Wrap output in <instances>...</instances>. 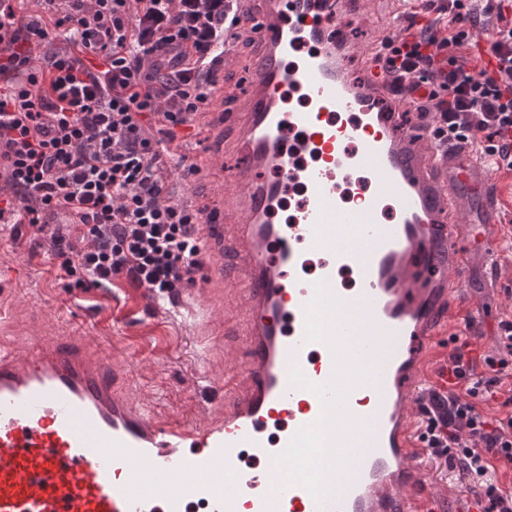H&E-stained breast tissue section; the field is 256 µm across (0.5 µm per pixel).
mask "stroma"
<instances>
[{"label":"stroma","mask_w":512,"mask_h":512,"mask_svg":"<svg viewBox=\"0 0 512 512\" xmlns=\"http://www.w3.org/2000/svg\"><path fill=\"white\" fill-rule=\"evenodd\" d=\"M222 137L219 130L199 126L186 130L168 146L165 162L173 189L190 188L205 209L220 207L226 188L237 174L238 155L225 156L222 165L196 180L185 178L184 169L188 159L204 146L218 145ZM448 246L459 252L463 264L460 276L467 303L460 307L459 314L472 319L469 334L474 340L482 341L490 352H499L497 325L512 303L491 288L486 278L484 254L488 246L468 230L450 238ZM0 263L20 266L5 297L18 312L8 341H23L27 332L45 323L71 322L117 343L128 363L130 387L156 413L174 412L189 420L195 418L211 388L200 365L201 355H208L215 366L223 364L228 352L237 364L247 359L245 314L234 290L237 272L232 265L224 267L222 317L210 330L198 334L181 317L154 309L143 290L126 283H118L109 291L87 293L67 288L45 256L32 254L29 228H22L15 239L0 237ZM425 471L436 494L431 512H466L472 496L465 485L449 482L443 460H426Z\"/></svg>","instance_id":"1"}]
</instances>
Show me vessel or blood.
I'll list each match as a JSON object with an SVG mask.
<instances>
[{
	"instance_id": "obj_1",
	"label": "vessel or blood",
	"mask_w": 512,
	"mask_h": 512,
	"mask_svg": "<svg viewBox=\"0 0 512 512\" xmlns=\"http://www.w3.org/2000/svg\"><path fill=\"white\" fill-rule=\"evenodd\" d=\"M341 0H263L250 20L224 17V39L255 40L248 89L232 108L216 88L207 108L233 129L243 160L224 207L197 225L203 246L230 235L247 281L249 360L225 374L224 398L198 418L154 413L129 397L125 364L97 337L69 328L34 331L26 345L0 342V512H414L427 485L417 434L425 354L459 305L461 259L448 238L471 223L500 243L497 171L473 145H439L429 121L412 130L398 113L421 90L395 89L375 65L362 83L344 62L355 43L338 36ZM295 196L292 219H270ZM315 281L303 282L309 257ZM357 272L360 289L338 284ZM327 283L357 358L377 357L367 387L346 398L373 427L337 492L316 501L303 487L273 490V458L321 414L319 398L290 384L298 364L328 382L330 347L304 342V307ZM223 278L209 262L200 287L175 310L209 329Z\"/></svg>"
}]
</instances>
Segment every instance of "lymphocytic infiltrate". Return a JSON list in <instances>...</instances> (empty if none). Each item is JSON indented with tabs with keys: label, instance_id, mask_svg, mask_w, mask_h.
Instances as JSON below:
<instances>
[{
	"label": "lymphocytic infiltrate",
	"instance_id": "lymphocytic-infiltrate-1",
	"mask_svg": "<svg viewBox=\"0 0 512 512\" xmlns=\"http://www.w3.org/2000/svg\"><path fill=\"white\" fill-rule=\"evenodd\" d=\"M229 0H66L53 26L101 58L96 67L65 52L33 70L21 50L49 29L21 23L0 0V217L29 225L62 277L83 291L117 279L175 300L194 287L203 265L195 224L202 210L167 199L168 176L153 129L168 139L203 112L211 82L206 61L224 35ZM433 14L380 41L373 62L395 86L412 77L433 90L421 113L438 115L437 137L475 131L512 172V0H425ZM490 20L488 54L496 68L470 66L467 27ZM65 223H52L56 214ZM502 354L473 357L469 337L454 335L447 392L422 397L429 455L448 460V479L465 484L482 512H512V486L498 463L512 465V320L499 323ZM502 401L506 418L488 421L477 400Z\"/></svg>",
	"mask_w": 512,
	"mask_h": 512
}]
</instances>
